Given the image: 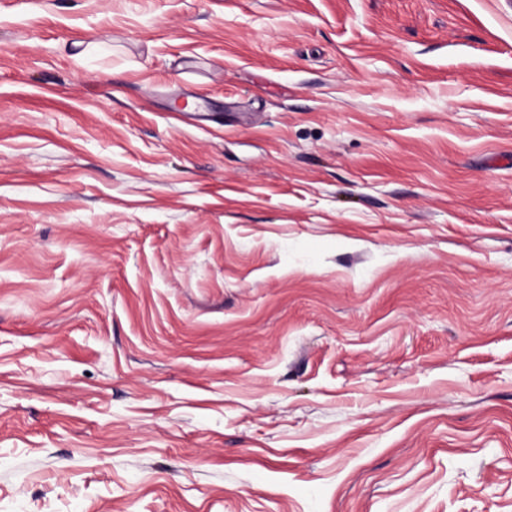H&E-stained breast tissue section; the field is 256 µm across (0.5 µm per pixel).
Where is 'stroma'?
<instances>
[{
    "mask_svg": "<svg viewBox=\"0 0 512 512\" xmlns=\"http://www.w3.org/2000/svg\"><path fill=\"white\" fill-rule=\"evenodd\" d=\"M0 512H512V0H0Z\"/></svg>",
    "mask_w": 512,
    "mask_h": 512,
    "instance_id": "stroma-1",
    "label": "stroma"
}]
</instances>
